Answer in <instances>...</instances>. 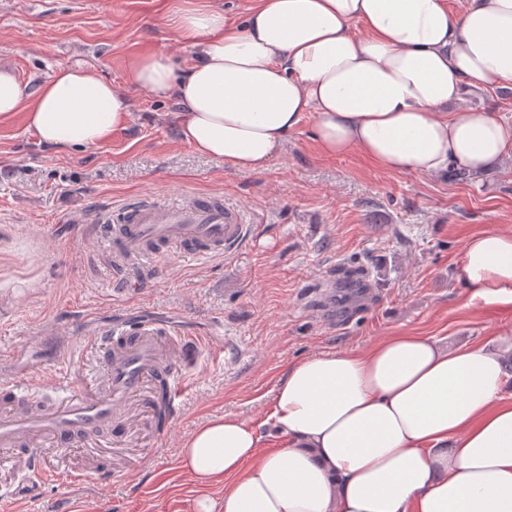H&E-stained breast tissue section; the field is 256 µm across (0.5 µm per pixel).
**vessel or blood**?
<instances>
[{"label":"vessel or blood","mask_w":512,"mask_h":512,"mask_svg":"<svg viewBox=\"0 0 512 512\" xmlns=\"http://www.w3.org/2000/svg\"><path fill=\"white\" fill-rule=\"evenodd\" d=\"M107 255L112 285L134 290L129 272L160 251L176 247L186 257H224L250 233L239 214L222 202L200 199L180 205L150 201L113 209ZM86 348L102 360L91 389H75L68 377L50 382L53 399L38 397L39 382L0 378V468L23 466L33 487L61 475L80 483L84 469L39 454L38 443L64 448L87 443L100 430L111 433L110 447L149 418L156 437L168 435L183 406V383L199 340L169 321L151 318L115 324L86 337Z\"/></svg>","instance_id":"obj_1"}]
</instances>
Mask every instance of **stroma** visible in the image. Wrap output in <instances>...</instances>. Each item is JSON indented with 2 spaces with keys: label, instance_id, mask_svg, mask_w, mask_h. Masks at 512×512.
Listing matches in <instances>:
<instances>
[{
  "label": "stroma",
  "instance_id": "35a3bbf8",
  "mask_svg": "<svg viewBox=\"0 0 512 512\" xmlns=\"http://www.w3.org/2000/svg\"><path fill=\"white\" fill-rule=\"evenodd\" d=\"M166 0H0V71L37 88L65 64L125 84L128 62L192 56L164 18ZM127 87L132 120L105 143L57 152L38 144L23 114L0 121V376L96 369L85 336L130 311L174 318L203 341L187 401L166 439L150 427L116 451L123 477L97 474L93 447L65 453L85 466L87 488L65 477L37 495L6 492L0 512H194L203 491L181 469L179 445L207 419L232 413L260 424L266 451L284 447L266 419L278 379L293 363L369 348L397 331L448 348L512 333V314L471 299L459 281L469 235L512 234V160L460 180L447 173L389 174L356 153L322 157L313 119L284 154L256 173L195 152L177 133L173 100ZM204 196L237 210L251 234L223 258L187 260L163 250L131 272L117 295L104 275L112 208ZM220 497L219 489L207 491Z\"/></svg>",
  "mask_w": 512,
  "mask_h": 512
}]
</instances>
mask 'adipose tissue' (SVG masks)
<instances>
[{
	"label": "adipose tissue",
	"instance_id": "obj_1",
	"mask_svg": "<svg viewBox=\"0 0 512 512\" xmlns=\"http://www.w3.org/2000/svg\"><path fill=\"white\" fill-rule=\"evenodd\" d=\"M170 23L195 60L131 59L126 86L174 100L179 137L225 166L270 168L307 116L319 152L361 153L391 174L483 173L512 155V123L463 107L512 83V0H254L237 19L212 5ZM126 86L80 65L37 89L0 72V120L23 114L60 152L100 145L131 119ZM472 298L512 309V234L464 245ZM498 348L448 350L396 332L364 351L293 363L268 416L286 447L263 451L234 414L196 427L182 468L221 500L197 512H512V401Z\"/></svg>",
	"mask_w": 512,
	"mask_h": 512
}]
</instances>
